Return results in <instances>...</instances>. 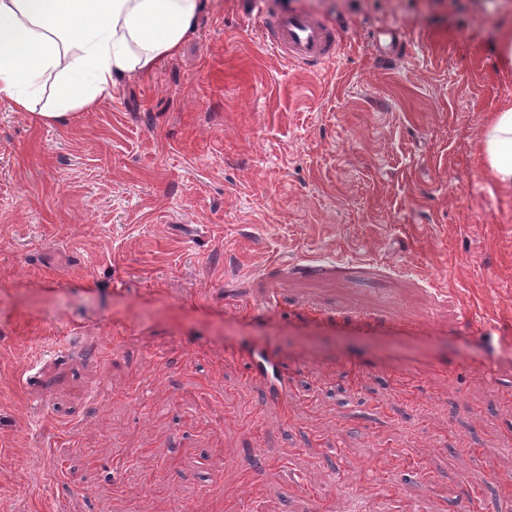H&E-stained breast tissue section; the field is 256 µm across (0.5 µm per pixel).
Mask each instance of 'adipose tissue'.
<instances>
[{
	"label": "adipose tissue",
	"mask_w": 512,
	"mask_h": 512,
	"mask_svg": "<svg viewBox=\"0 0 512 512\" xmlns=\"http://www.w3.org/2000/svg\"><path fill=\"white\" fill-rule=\"evenodd\" d=\"M203 0H0V102L19 111L52 86L40 112L61 124L91 112L118 76L150 70L192 31ZM494 181L512 187V106L494 113L480 138Z\"/></svg>",
	"instance_id": "1"
}]
</instances>
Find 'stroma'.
<instances>
[{
    "mask_svg": "<svg viewBox=\"0 0 512 512\" xmlns=\"http://www.w3.org/2000/svg\"><path fill=\"white\" fill-rule=\"evenodd\" d=\"M279 5L336 57L272 52ZM509 26L512 0H206L95 111L0 102V505L512 506V188L479 152ZM256 356L283 399L240 385ZM262 37L276 53L307 71L332 58L338 47L328 24L296 8L279 9L265 23Z\"/></svg>",
    "mask_w": 512,
    "mask_h": 512,
    "instance_id": "1",
    "label": "stroma"
}]
</instances>
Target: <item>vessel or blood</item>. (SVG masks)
Masks as SVG:
<instances>
[{
  "instance_id": "1",
  "label": "vessel or blood",
  "mask_w": 512,
  "mask_h": 512,
  "mask_svg": "<svg viewBox=\"0 0 512 512\" xmlns=\"http://www.w3.org/2000/svg\"><path fill=\"white\" fill-rule=\"evenodd\" d=\"M265 43L283 58L312 70L332 58L337 42L332 29L311 13L296 8L278 10L263 29Z\"/></svg>"
}]
</instances>
